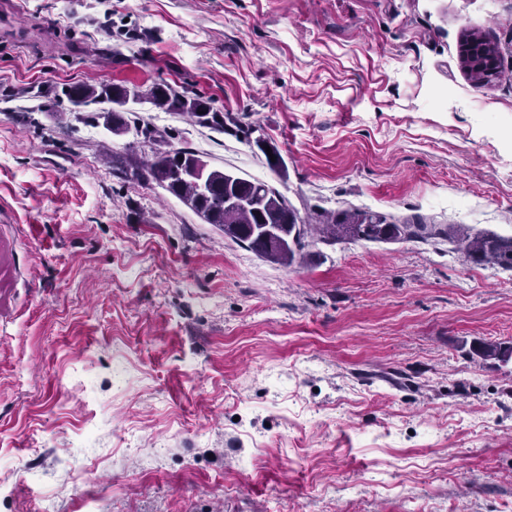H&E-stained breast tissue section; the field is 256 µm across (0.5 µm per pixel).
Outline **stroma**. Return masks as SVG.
Listing matches in <instances>:
<instances>
[{"mask_svg":"<svg viewBox=\"0 0 512 512\" xmlns=\"http://www.w3.org/2000/svg\"><path fill=\"white\" fill-rule=\"evenodd\" d=\"M0 20V512H504L512 270L446 240L262 260L113 154L187 147L299 216L512 235V0H15ZM474 33L499 76L460 61ZM210 97L275 144L77 83ZM21 276V266L18 262L14 242L0 231V288L8 287ZM470 353L472 358L476 356L483 361L498 360L499 362L506 363L510 358L512 359V344L502 346V344L491 345L474 342L470 348Z\"/></svg>","mask_w":512,"mask_h":512,"instance_id":"obj_1","label":"stroma"}]
</instances>
